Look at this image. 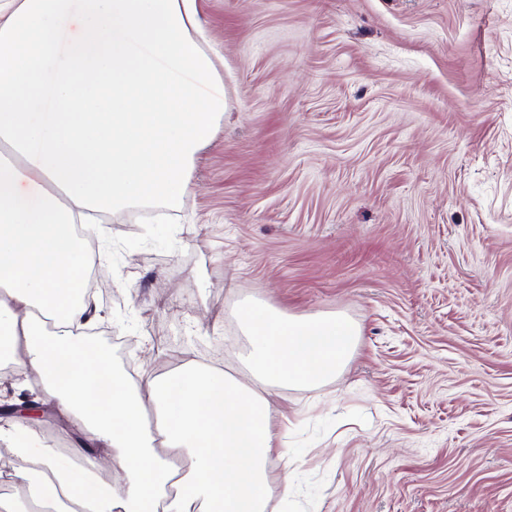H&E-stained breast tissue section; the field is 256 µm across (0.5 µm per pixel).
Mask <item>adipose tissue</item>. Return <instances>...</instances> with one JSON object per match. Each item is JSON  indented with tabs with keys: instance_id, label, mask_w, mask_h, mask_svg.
<instances>
[{
	"instance_id": "1",
	"label": "adipose tissue",
	"mask_w": 512,
	"mask_h": 512,
	"mask_svg": "<svg viewBox=\"0 0 512 512\" xmlns=\"http://www.w3.org/2000/svg\"><path fill=\"white\" fill-rule=\"evenodd\" d=\"M198 26L195 0H0V356L24 352L43 397L118 462L126 487L113 497L14 418L0 442L26 465L0 479L23 493L0 495V512H265L268 389L338 377L356 349L345 315L255 300L241 308L249 379L189 364L133 383L81 335L93 299L77 286L87 255L75 225L181 205L224 114Z\"/></svg>"
}]
</instances>
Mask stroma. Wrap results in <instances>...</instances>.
Segmentation results:
<instances>
[{
	"label": "stroma",
	"instance_id": "35a3bbf8",
	"mask_svg": "<svg viewBox=\"0 0 512 512\" xmlns=\"http://www.w3.org/2000/svg\"><path fill=\"white\" fill-rule=\"evenodd\" d=\"M228 105L180 214L100 215L97 342L245 378L250 297L342 313L271 390L266 512H512V0H197Z\"/></svg>",
	"mask_w": 512,
	"mask_h": 512
}]
</instances>
